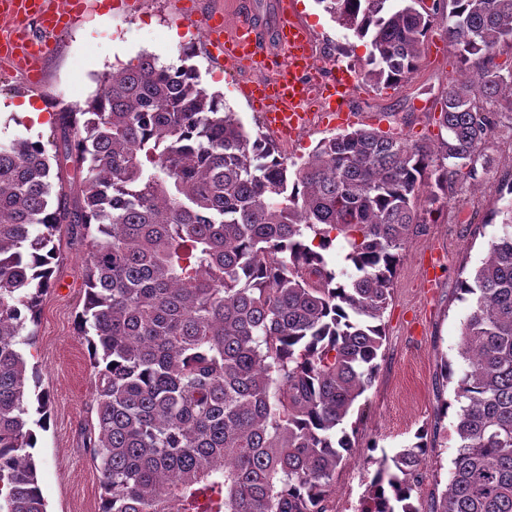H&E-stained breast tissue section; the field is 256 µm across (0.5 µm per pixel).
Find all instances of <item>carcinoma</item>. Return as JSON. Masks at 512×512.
Masks as SVG:
<instances>
[{"instance_id":"carcinoma-1","label":"carcinoma","mask_w":512,"mask_h":512,"mask_svg":"<svg viewBox=\"0 0 512 512\" xmlns=\"http://www.w3.org/2000/svg\"><path fill=\"white\" fill-rule=\"evenodd\" d=\"M369 47L372 86L414 75L432 23L460 61L438 144L360 127L288 167L209 92L184 50L143 54L59 112L39 140L0 142V512H46L32 449L49 419L18 337L36 336L61 229L85 247L78 334L96 372L99 512H329L355 448L347 419L380 369L402 251L459 179L480 183L512 117V0H318ZM430 187L429 209L417 205ZM468 302L454 383L455 451L429 512H512V202ZM350 271L328 252L339 240ZM37 407H32L30 396ZM428 430L377 464L363 512H421Z\"/></svg>"}]
</instances>
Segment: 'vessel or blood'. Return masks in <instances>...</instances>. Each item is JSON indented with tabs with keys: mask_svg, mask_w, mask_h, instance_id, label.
<instances>
[{
	"mask_svg": "<svg viewBox=\"0 0 512 512\" xmlns=\"http://www.w3.org/2000/svg\"><path fill=\"white\" fill-rule=\"evenodd\" d=\"M237 22L225 30L224 19L214 16L204 26L205 49L213 62L226 65L247 63L257 76L246 86L247 97L258 103L265 128L280 139H288L307 129L314 119L307 112L309 79L315 67L311 36L287 7H280L273 32L280 52L261 51L262 25L254 18L248 0L235 4ZM77 7L59 9L54 0H0V18L23 25L37 21L41 33L0 44V55L32 72L40 71L49 50L47 35L71 28L79 22ZM351 84L343 75L321 82L320 92L330 112H343L348 106Z\"/></svg>",
	"mask_w": 512,
	"mask_h": 512,
	"instance_id": "b4317fda",
	"label": "vessel or blood"
}]
</instances>
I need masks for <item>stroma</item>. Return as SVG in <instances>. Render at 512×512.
Returning a JSON list of instances; mask_svg holds the SVG:
<instances>
[{"instance_id":"obj_1","label":"stroma","mask_w":512,"mask_h":512,"mask_svg":"<svg viewBox=\"0 0 512 512\" xmlns=\"http://www.w3.org/2000/svg\"><path fill=\"white\" fill-rule=\"evenodd\" d=\"M292 9L311 31L320 76H327L330 66L349 69L366 58L364 41L339 27L316 0H292ZM215 12L223 13L225 27L233 26L235 14L225 0H131L126 6L116 0H85L80 22L50 36L41 83L31 84L15 64L0 60V140L37 137L47 153H54L53 134L63 107L85 105L105 74L136 63L141 53L174 63L186 47L203 85L223 94L250 134L263 133L259 112L240 91L253 71L213 63L203 52V21ZM339 46L346 47V54L334 55ZM462 71L457 49L443 26L434 25L424 39L421 66L411 78L380 89L354 82L349 99L353 127L437 142V102ZM26 100L49 109L36 120L15 112V105ZM472 190L471 184H463L436 222L419 227L403 253L384 314V357L359 411L350 418L356 446L336 476L332 512H363L375 459L410 444L422 427L433 432L435 448L424 462L421 502L440 493L439 483L448 477L453 417H438L437 409L452 400L453 386L442 377L440 363L457 358L468 313L458 298L457 282L463 268L485 258L497 231L488 219L501 205L497 194H488L467 207L468 223H459L457 210ZM53 266L35 341L24 348L29 366L37 370L40 391L50 398L49 424L39 431L34 450L39 484L47 512H98L101 473L83 435L95 421L94 375L88 343L75 329L85 296L81 241L64 238Z\"/></svg>"}]
</instances>
